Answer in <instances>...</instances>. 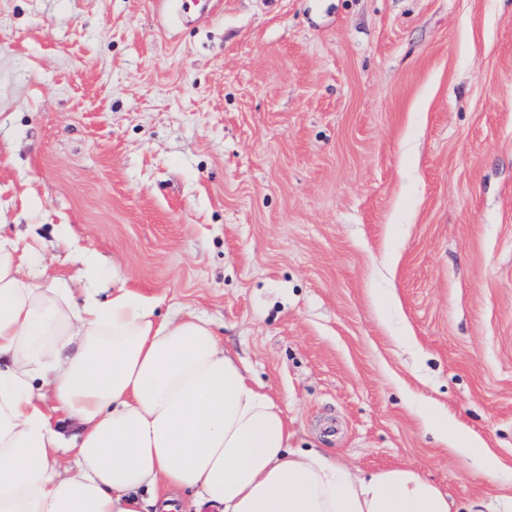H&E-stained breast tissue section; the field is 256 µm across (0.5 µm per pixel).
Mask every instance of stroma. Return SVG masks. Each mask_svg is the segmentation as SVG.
Wrapping results in <instances>:
<instances>
[{
    "mask_svg": "<svg viewBox=\"0 0 512 512\" xmlns=\"http://www.w3.org/2000/svg\"><path fill=\"white\" fill-rule=\"evenodd\" d=\"M0 224L209 320L294 445L512 512V0H0Z\"/></svg>",
    "mask_w": 512,
    "mask_h": 512,
    "instance_id": "obj_1",
    "label": "stroma"
}]
</instances>
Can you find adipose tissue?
Instances as JSON below:
<instances>
[{
    "label": "adipose tissue",
    "instance_id": "obj_1",
    "mask_svg": "<svg viewBox=\"0 0 512 512\" xmlns=\"http://www.w3.org/2000/svg\"><path fill=\"white\" fill-rule=\"evenodd\" d=\"M0 224V512H450L407 467L364 476L296 448L282 409L194 314L157 319L112 271L82 304Z\"/></svg>",
    "mask_w": 512,
    "mask_h": 512
}]
</instances>
